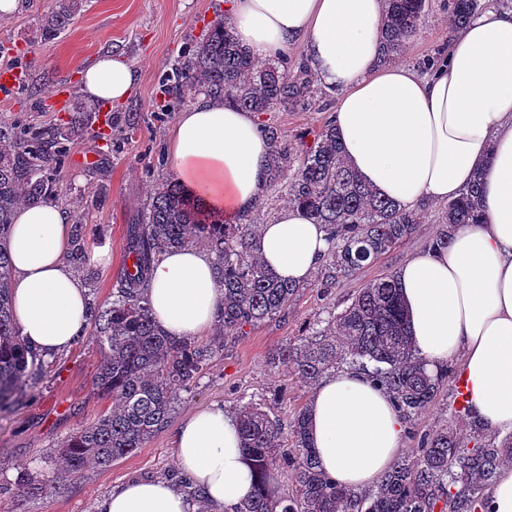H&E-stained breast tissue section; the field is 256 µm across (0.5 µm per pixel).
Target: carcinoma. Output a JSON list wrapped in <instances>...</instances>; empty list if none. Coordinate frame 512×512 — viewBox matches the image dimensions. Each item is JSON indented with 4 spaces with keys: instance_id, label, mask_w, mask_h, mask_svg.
Listing matches in <instances>:
<instances>
[{
    "instance_id": "1",
    "label": "carcinoma",
    "mask_w": 512,
    "mask_h": 512,
    "mask_svg": "<svg viewBox=\"0 0 512 512\" xmlns=\"http://www.w3.org/2000/svg\"><path fill=\"white\" fill-rule=\"evenodd\" d=\"M387 20L380 61L396 57L417 30L426 0H387ZM75 0H58L44 19L43 32L56 36L68 24ZM477 0H453L448 21L459 29L470 22ZM239 109L262 114L276 109L304 110L315 104L314 80L304 61L288 57L259 60L236 41L230 23L215 21L206 38L177 62L174 84L160 89L163 106L198 92ZM270 151L269 186L287 188L288 202L300 207L330 230L333 246L320 287L332 289L363 266L393 251L420 223L429 203L406 211L366 186L348 165L327 122L306 147L301 166L292 168V147L273 124L262 126ZM50 135L34 127L0 124V410L27 396V381L46 373L43 355L19 335L14 321L10 257L5 247L9 225L18 207L55 196L53 172L66 153ZM480 180L463 188L442 208L441 230L432 243L448 242L459 224L480 221ZM203 241L215 254L224 299L217 322L229 337L281 313L298 286L278 280L257 257V232L241 215L226 221L191 202L184 187L170 181L155 187L147 212L128 229L132 268L117 277L112 303L89 305L101 361L95 376L98 394L112 401L96 423L70 436L56 455L71 476L89 466L107 468L132 454L167 425L182 391L194 386L214 350L190 339L161 333L150 313L148 272L163 252ZM71 257L85 259L84 225L71 230ZM276 359L313 382L344 363L367 368L404 416L412 420L451 382L461 379L447 367L430 373L408 336L405 308L395 275L386 273L367 283L327 328L296 336ZM307 411L289 423L250 402L238 413L247 458L255 474L254 491L234 512H475L497 471L512 462V434L491 435L474 422L464 441L456 429L442 427L420 436L416 454L399 460L379 481L373 494L361 497L321 472L308 443Z\"/></svg>"
}]
</instances>
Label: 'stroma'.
I'll return each mask as SVG.
<instances>
[{"mask_svg": "<svg viewBox=\"0 0 512 512\" xmlns=\"http://www.w3.org/2000/svg\"><path fill=\"white\" fill-rule=\"evenodd\" d=\"M225 2L81 0L69 24L50 41L42 36V20L54 10L56 0H19L13 16L0 18V43L20 40L28 45L23 54L0 51V65H19L29 72L27 86L0 96V119L64 132L67 155L58 171L55 202L66 212H78L85 226L88 257L77 274L97 306L111 304L113 285L129 262V225L146 212L151 188L170 178L168 136L177 114L157 109L160 87L172 78L178 60L223 18ZM452 34L448 0H429L397 64L423 70L426 59L446 47ZM106 52L136 65L139 80L127 100L113 107L114 135L103 140L91 124H70L67 112L45 107L44 101L55 85L63 83L71 107L85 105L80 75ZM320 97L318 107L279 109L262 116L280 127L295 160L303 159L304 147L312 144L314 134L333 114L335 93L324 90ZM440 217L439 207L430 208L422 224L394 251L357 270L331 296H323L312 280L300 286L280 314L246 328L242 335L225 341L212 331L199 337V344L215 346V355L192 389L181 392L167 426L111 467L87 469L59 485L52 481L51 454L69 436L97 422L109 406L93 389L100 351L94 330H87L69 350L51 356L46 376L32 383L22 404L0 412V512H97L101 498L127 481L166 478L177 468L175 430L200 407L218 403L234 414L252 400L284 419L308 406L313 386L293 369L275 363L278 349L304 329L326 327L330 312L360 288L395 271L411 253L429 249L441 229ZM101 248L112 255L105 267L92 259ZM25 473L43 483V494H18L16 482Z\"/></svg>", "mask_w": 512, "mask_h": 512, "instance_id": "obj_1", "label": "stroma"}]
</instances>
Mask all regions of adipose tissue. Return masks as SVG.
<instances>
[{"label": "adipose tissue", "instance_id": "adipose-tissue-1", "mask_svg": "<svg viewBox=\"0 0 512 512\" xmlns=\"http://www.w3.org/2000/svg\"><path fill=\"white\" fill-rule=\"evenodd\" d=\"M238 42L263 58L298 45L318 81L335 92L336 138L359 178L406 210L445 202L482 173L483 221L457 226L447 247L418 252L395 271L416 348L429 370L458 364L471 416L488 431L512 432V10L490 8L453 37L448 64L432 77L382 67L385 0H228ZM134 68L105 53L82 91L123 102ZM172 179L213 212L251 211L267 185L268 144L257 117L220 102L180 112L169 134ZM70 226L57 204L19 209L6 247L21 336L50 355L88 326L87 288L66 262ZM259 254L274 276L308 282L329 256L325 225L287 206L258 230ZM149 302L166 335L213 328L224 292L211 257L166 251L149 271ZM407 424L368 372L323 379L308 407V442L321 470L357 492L398 460ZM192 488L226 512L247 499L255 476L236 417L213 404L188 414L174 438ZM196 501L160 478L126 482L97 512H197Z\"/></svg>", "mask_w": 512, "mask_h": 512}]
</instances>
